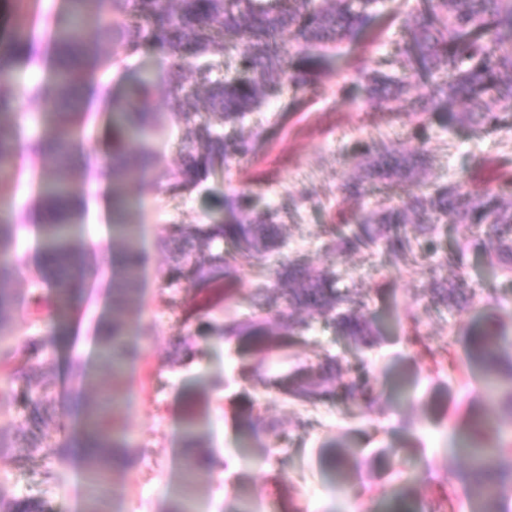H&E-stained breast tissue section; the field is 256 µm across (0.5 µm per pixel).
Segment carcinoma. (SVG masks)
<instances>
[{
  "mask_svg": "<svg viewBox=\"0 0 512 512\" xmlns=\"http://www.w3.org/2000/svg\"><path fill=\"white\" fill-rule=\"evenodd\" d=\"M170 11L166 0H71L72 9L51 27L52 82L17 85L12 77L16 65L35 56L36 36L28 30L30 0H12L22 28L0 50V169L13 166L16 125L8 113L19 90L26 97L48 105L40 134L29 141V152L41 163L37 184V206L45 222L36 225L45 262L40 264L36 289L28 299L0 288V338L12 333L16 308L24 301L41 308L45 299L39 287L55 289L50 307L60 312L69 302L70 289L91 272L88 253L77 232L83 201L68 191V178L75 167L74 157L86 139L84 113L78 90L100 72L123 63L146 37L149 23L165 49L169 71L186 70L194 83L177 85V99L171 121L183 130L185 163L175 186L194 190L207 179L214 162L223 164L250 151L244 137L230 139L224 127L241 123L259 110L270 97L287 86L293 94L303 93L324 74L326 52L345 41L363 39L379 17L380 0H178ZM417 20L408 26V38L390 61L392 73L379 69H357V83L379 101L398 110L405 95L414 92L424 103L415 144L383 150L358 143L353 157L355 170L340 190L346 198L365 194L367 185L389 182L402 188L394 203L380 201L360 215L353 224H336L327 231L323 243L326 256L344 254L372 258L377 252L414 266L439 252L440 227L476 224L485 228L491 252L503 271L512 273V195L473 193L458 183L437 184L433 192L418 194L409 189L429 170L430 156L425 146L426 115L441 116L444 101H459L465 110L453 117L474 130L512 129V0H420ZM94 27L105 38L116 41L124 56L102 54L84 37ZM297 41L295 53L282 41L285 33ZM237 54L240 69L232 78L214 79L211 58ZM157 79L143 73L128 96L118 101L108 87H101L100 100L116 114L115 133L119 149L108 164L111 196L117 203L118 225L123 237H132L134 225L126 219L123 198L127 186L143 179L154 161L153 135L160 126L158 113L151 110ZM13 187L0 183V282L18 264L15 241L20 228L12 209ZM243 214L237 224H201L180 231L184 246L176 258L186 268V276L197 285H206L224 276L236 261L262 260L283 245L276 214L256 210L255 196L241 193L235 199ZM226 241L233 253L218 249L207 258L196 257L195 243ZM443 263L450 278H438L431 287L430 305L456 310L464 294L465 278L459 259L450 252ZM112 275V322L99 336L101 356L112 370L114 380L136 353L126 339L123 314L138 300L140 259L138 252L123 249L115 253ZM273 276L280 285L279 298L288 309L307 315L288 314V345L303 338L318 317L336 333L361 348H371L378 330L371 318L361 313L363 302L353 288L338 287L336 272L316 269L300 258L280 262ZM512 338L498 331L481 330L470 337V355L485 382L498 394L505 420L473 423L475 432L492 431L499 438L495 448H472L467 496H476L481 512H502L499 490L512 480ZM338 363L332 361L298 381L280 385L288 395L313 401L330 394ZM10 376L22 378L27 392V411L36 416L54 402L50 380L37 368H19ZM112 399L88 416L85 434L93 438V448L83 457L85 473L99 477L126 465L131 448L112 427ZM0 512H45L40 502L8 499L0 495Z\"/></svg>",
  "mask_w": 512,
  "mask_h": 512,
  "instance_id": "obj_1",
  "label": "carcinoma"
}]
</instances>
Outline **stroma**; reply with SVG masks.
Segmentation results:
<instances>
[{
  "mask_svg": "<svg viewBox=\"0 0 512 512\" xmlns=\"http://www.w3.org/2000/svg\"><path fill=\"white\" fill-rule=\"evenodd\" d=\"M416 2L387 0L373 35L352 47L314 87L298 95L284 92L242 125L226 128L228 136L253 137V150L246 158L216 165L201 189H175L183 159L179 140L174 134L159 138L156 178L128 188L137 203L132 220L139 233L94 249L90 261L96 277L83 284L80 301L69 307L50 355L31 358L56 377L58 399L48 417L40 425L27 424L18 405L10 416H0V488L8 496L43 502L46 512H81L88 485L72 444L82 412L108 393L117 434L136 454L128 468L104 478L101 512H171L184 499L191 512H347L355 500L370 512H426L448 491L457 506H464L465 449L475 440L487 447L496 442L493 433L475 435L472 422L500 416L470 362L469 337L492 327L512 337V279L490 266L486 238L458 224L441 239L442 248H464L472 295L460 311L430 307V282L448 273L439 259L414 267L381 253L370 260L340 259L344 283L365 296V313L390 324L369 350L357 349L320 320L313 321L302 343L272 348L262 357L254 338L213 331L215 325L260 312L251 285L267 281L281 257L301 256L311 266H327L321 250L324 226L372 209L383 196V189L372 186L359 200L341 199L338 188L354 165L352 148L359 142L409 145L421 105L412 99L394 112L350 85L357 67L387 69ZM164 67V51L152 37L99 81L121 98L139 71L159 70L154 109L167 113L177 79ZM88 123L90 136L84 161L72 174V191L95 201L86 208L82 227L92 237L106 230L102 166L115 137L98 99L90 101ZM426 136L433 157L428 182L457 181L471 192L512 194V131L473 134L453 124L434 125ZM35 164L25 150L15 166L0 172V181L26 198L18 213L19 266L8 279L18 293L27 292L39 265ZM243 192L278 209L285 240L281 252L261 264L237 265L216 289L187 281L180 290L169 288L176 264L166 237L197 224L234 223L239 213L233 202ZM126 246L143 256L139 300L124 315L139 356L127 364L124 383L116 389L96 356V343L100 323L111 318L105 274L113 251ZM330 357L341 359L344 369L329 398L299 403L272 389V382ZM77 362L86 377L76 376ZM192 416L217 466L189 482L183 435ZM299 418L305 427L296 426ZM35 437L43 440L44 450H30ZM228 456L240 463L229 489L219 468Z\"/></svg>",
  "mask_w": 512,
  "mask_h": 512,
  "instance_id": "35a3bbf8",
  "label": "stroma"
}]
</instances>
